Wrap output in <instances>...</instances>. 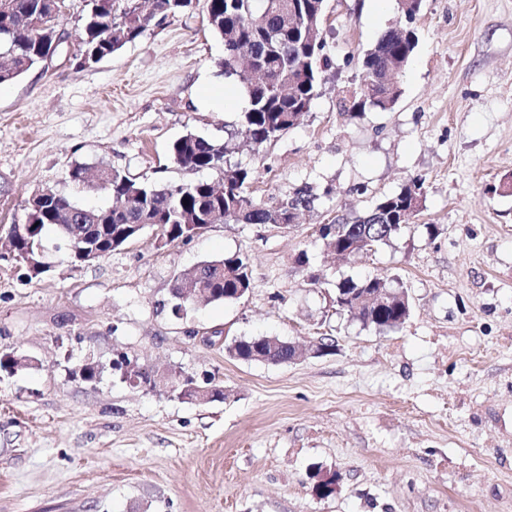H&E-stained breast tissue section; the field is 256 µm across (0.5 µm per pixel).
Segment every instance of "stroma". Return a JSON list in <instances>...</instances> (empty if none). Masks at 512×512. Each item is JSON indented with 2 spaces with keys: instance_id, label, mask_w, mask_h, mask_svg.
<instances>
[{
  "instance_id": "obj_1",
  "label": "stroma",
  "mask_w": 512,
  "mask_h": 512,
  "mask_svg": "<svg viewBox=\"0 0 512 512\" xmlns=\"http://www.w3.org/2000/svg\"><path fill=\"white\" fill-rule=\"evenodd\" d=\"M326 15L318 96L257 148L232 134L240 108L223 99L241 84L224 78V42L199 5L97 64L64 47L0 85V226L23 223L47 189L110 206L102 166L157 185L218 181L170 160L190 132L231 141L257 202L315 196L286 228L232 221L173 242L149 228L92 263L60 250L32 279L0 260V352L27 359L0 371V512H512V0H422L400 98L357 118L340 101L400 14L392 0H328ZM416 176L412 224L367 254L327 250L321 225ZM228 252L249 256L250 292L174 316L175 280ZM377 274L408 295L392 331L336 311L337 283ZM266 335L304 356L225 350ZM324 338L334 346L317 353ZM121 354L215 378L224 397L132 388L112 370ZM326 474L336 490L316 497Z\"/></svg>"
}]
</instances>
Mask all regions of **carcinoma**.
<instances>
[{
    "mask_svg": "<svg viewBox=\"0 0 512 512\" xmlns=\"http://www.w3.org/2000/svg\"><path fill=\"white\" fill-rule=\"evenodd\" d=\"M153 13L143 10L141 0H88L76 56L80 65L95 64L112 56L146 30L152 14L175 13L196 0H152ZM210 28L224 40V75H240L249 65L263 72L259 82L247 81V106L238 118L237 134L261 146L297 126L318 94L323 69L328 66L324 38L325 0H204ZM59 0H10L0 12V84L9 83L44 63L56 41L55 17ZM417 45L413 29L397 26L385 32L363 57L359 90L344 102L353 116L369 104L381 110L392 108L401 95L400 85L386 81L389 64L407 65ZM229 143H218L188 133L172 146L173 161L180 167L214 169L222 173L221 184L186 182L157 186L138 183L116 169L102 167L113 203L108 207H86L56 191L27 203L32 230L22 232L18 250L47 251L46 231H53L68 247L79 248L87 236L101 241L104 252L122 224H162L168 241L183 237L182 225L206 224L219 213L221 223L293 224L297 211L309 207L314 197L298 189L288 201L270 209L246 195L252 172L227 162ZM424 180L414 177L399 192L378 198L363 216L349 221L336 216L322 236L331 241L370 239L377 248L418 215L424 202ZM200 275L211 288L204 302L237 300L251 286L249 258L240 253L201 263ZM381 290L389 304L378 309L358 306L363 289ZM341 310L379 332L402 327L410 316L403 304L406 292L387 279L372 276L360 281L344 280L336 285ZM188 277L176 279L171 301L186 297L184 306L195 304L188 297ZM295 349L274 338L266 362L284 363Z\"/></svg>",
    "mask_w": 512,
    "mask_h": 512,
    "instance_id": "carcinoma-1",
    "label": "carcinoma"
}]
</instances>
